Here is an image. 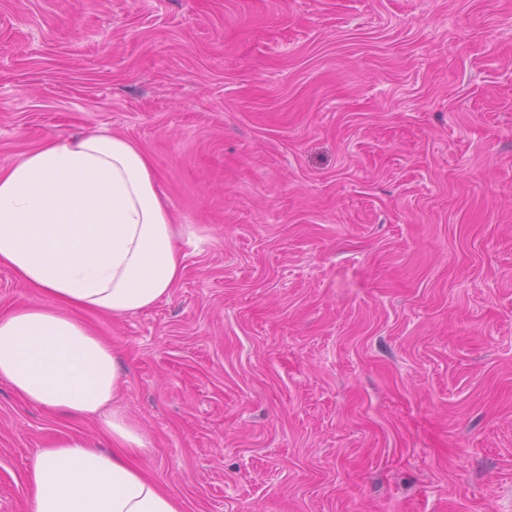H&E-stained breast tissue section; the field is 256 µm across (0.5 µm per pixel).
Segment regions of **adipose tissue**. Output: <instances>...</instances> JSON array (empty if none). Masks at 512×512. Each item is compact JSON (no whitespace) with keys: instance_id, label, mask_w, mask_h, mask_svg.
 <instances>
[{"instance_id":"1","label":"adipose tissue","mask_w":512,"mask_h":512,"mask_svg":"<svg viewBox=\"0 0 512 512\" xmlns=\"http://www.w3.org/2000/svg\"><path fill=\"white\" fill-rule=\"evenodd\" d=\"M164 194L131 140H50L0 167V266L45 296L0 313V379L62 417L100 415L112 451L81 436L27 464L30 512H186L129 460L144 447L118 404L111 346L77 311L123 316L171 295L183 272Z\"/></svg>"}]
</instances>
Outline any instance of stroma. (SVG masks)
Returning a JSON list of instances; mask_svg holds the SVG:
<instances>
[{"mask_svg":"<svg viewBox=\"0 0 512 512\" xmlns=\"http://www.w3.org/2000/svg\"><path fill=\"white\" fill-rule=\"evenodd\" d=\"M97 129L197 234L85 316L186 512H512V0H0V167ZM74 435L0 380V512Z\"/></svg>","mask_w":512,"mask_h":512,"instance_id":"stroma-1","label":"stroma"}]
</instances>
